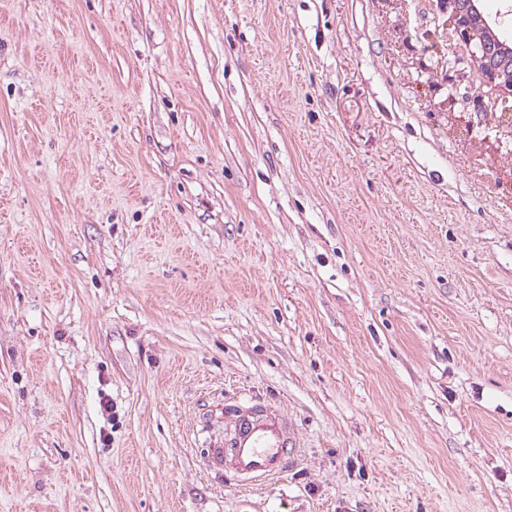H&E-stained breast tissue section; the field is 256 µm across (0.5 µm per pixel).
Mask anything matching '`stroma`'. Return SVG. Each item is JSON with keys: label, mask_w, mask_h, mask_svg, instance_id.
Returning a JSON list of instances; mask_svg holds the SVG:
<instances>
[{"label": "stroma", "mask_w": 512, "mask_h": 512, "mask_svg": "<svg viewBox=\"0 0 512 512\" xmlns=\"http://www.w3.org/2000/svg\"><path fill=\"white\" fill-rule=\"evenodd\" d=\"M499 95L440 0H0V512H512ZM229 439L211 445L207 465L217 474L230 471L252 485L283 474L293 457L288 418L261 401L235 416Z\"/></svg>", "instance_id": "35a3bbf8"}]
</instances>
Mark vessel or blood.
Masks as SVG:
<instances>
[{
	"label": "vessel or blood",
	"mask_w": 512,
	"mask_h": 512,
	"mask_svg": "<svg viewBox=\"0 0 512 512\" xmlns=\"http://www.w3.org/2000/svg\"><path fill=\"white\" fill-rule=\"evenodd\" d=\"M293 448L287 417L279 409L258 402L236 415L229 439L212 444L208 466L254 484L283 474Z\"/></svg>",
	"instance_id": "1"
}]
</instances>
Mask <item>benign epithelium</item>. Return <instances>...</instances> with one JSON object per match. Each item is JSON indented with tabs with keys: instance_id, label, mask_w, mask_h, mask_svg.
<instances>
[{
	"instance_id": "7a95c632",
	"label": "benign epithelium",
	"mask_w": 512,
	"mask_h": 512,
	"mask_svg": "<svg viewBox=\"0 0 512 512\" xmlns=\"http://www.w3.org/2000/svg\"><path fill=\"white\" fill-rule=\"evenodd\" d=\"M448 11V27L458 44L464 46L475 67L486 80L507 91L512 89V75L493 63L487 45L479 36L473 14L477 12L474 0H444Z\"/></svg>"
}]
</instances>
